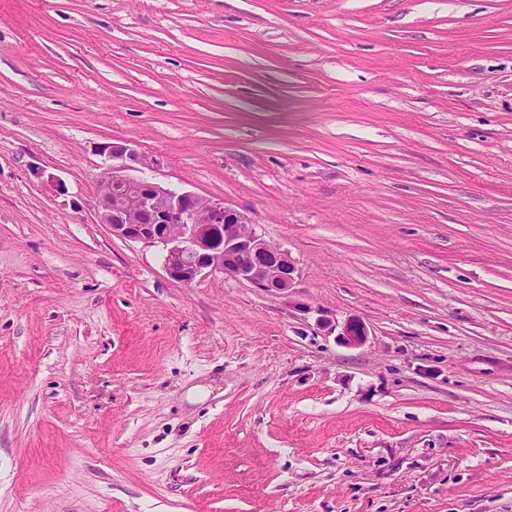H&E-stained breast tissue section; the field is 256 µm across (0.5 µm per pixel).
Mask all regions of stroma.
I'll return each mask as SVG.
<instances>
[{"instance_id": "stroma-1", "label": "stroma", "mask_w": 512, "mask_h": 512, "mask_svg": "<svg viewBox=\"0 0 512 512\" xmlns=\"http://www.w3.org/2000/svg\"><path fill=\"white\" fill-rule=\"evenodd\" d=\"M110 142L289 296L113 237ZM0 512H512V0H0ZM339 340L349 347H360L368 340V331L364 322L358 318L347 319L338 334Z\"/></svg>"}]
</instances>
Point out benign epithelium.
<instances>
[{
  "label": "benign epithelium",
  "mask_w": 512,
  "mask_h": 512,
  "mask_svg": "<svg viewBox=\"0 0 512 512\" xmlns=\"http://www.w3.org/2000/svg\"><path fill=\"white\" fill-rule=\"evenodd\" d=\"M110 164L100 175L98 212L112 236L162 247L166 275L183 285L222 273L275 296H286L297 268L288 251L267 241L245 213L222 199L176 192L134 177L142 163L127 143H107ZM349 347L368 340L364 322L347 319L338 334Z\"/></svg>",
  "instance_id": "obj_1"
}]
</instances>
